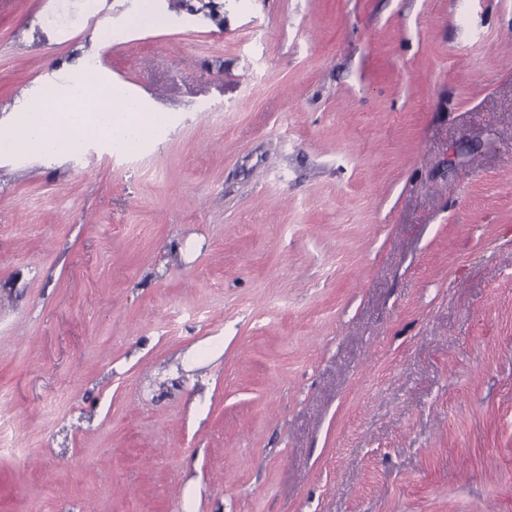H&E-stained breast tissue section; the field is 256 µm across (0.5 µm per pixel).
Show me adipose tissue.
<instances>
[{
	"label": "adipose tissue",
	"instance_id": "1",
	"mask_svg": "<svg viewBox=\"0 0 512 512\" xmlns=\"http://www.w3.org/2000/svg\"><path fill=\"white\" fill-rule=\"evenodd\" d=\"M162 122V115L109 86L97 70L85 65L67 84L41 86L11 131L0 132V152L59 155L93 140L126 149L154 138Z\"/></svg>",
	"mask_w": 512,
	"mask_h": 512
}]
</instances>
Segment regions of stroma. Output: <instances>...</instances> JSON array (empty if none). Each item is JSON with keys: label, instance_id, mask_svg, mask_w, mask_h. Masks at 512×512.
I'll return each instance as SVG.
<instances>
[{"label": "stroma", "instance_id": "obj_1", "mask_svg": "<svg viewBox=\"0 0 512 512\" xmlns=\"http://www.w3.org/2000/svg\"><path fill=\"white\" fill-rule=\"evenodd\" d=\"M140 6L0 0L164 117L0 154V512H512V0Z\"/></svg>", "mask_w": 512, "mask_h": 512}]
</instances>
